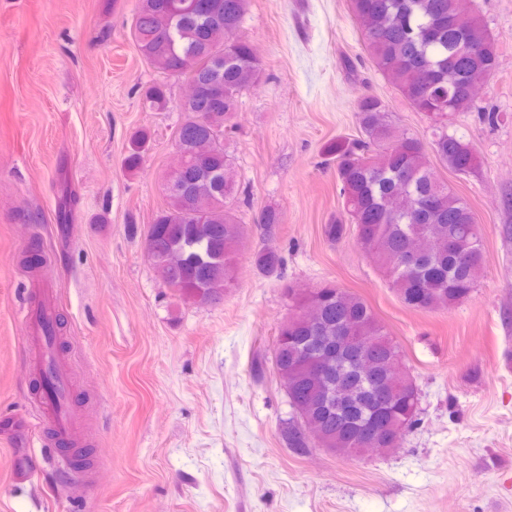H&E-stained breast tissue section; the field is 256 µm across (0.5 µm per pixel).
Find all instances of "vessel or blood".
Wrapping results in <instances>:
<instances>
[{
  "label": "vessel or blood",
  "mask_w": 512,
  "mask_h": 512,
  "mask_svg": "<svg viewBox=\"0 0 512 512\" xmlns=\"http://www.w3.org/2000/svg\"><path fill=\"white\" fill-rule=\"evenodd\" d=\"M55 316L54 308L45 305L34 316L33 322L42 350L39 375L41 399L51 414L55 439L61 443L67 440L71 427L68 411L70 379L59 358L54 338L47 334L48 324Z\"/></svg>",
  "instance_id": "1"
}]
</instances>
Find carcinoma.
Returning a JSON list of instances; mask_svg holds the SVG:
<instances>
[{
  "label": "carcinoma",
  "instance_id": "obj_1",
  "mask_svg": "<svg viewBox=\"0 0 512 512\" xmlns=\"http://www.w3.org/2000/svg\"><path fill=\"white\" fill-rule=\"evenodd\" d=\"M185 0H139L133 36L143 56L157 68L177 76L202 75L213 69V52L224 49V91L211 89L199 102L179 105L184 118L178 124L181 140L193 149L206 138L192 122L195 112H208L212 122L226 126L237 117L240 93L257 82L261 64L251 44L238 31L247 0H207L209 10L224 15V26L183 23ZM365 48L377 69L419 112H483L467 93V85L491 77L498 66L497 46L474 11L471 0H351ZM358 117L366 138L334 139L327 154L336 159V180L349 223L357 241L371 245L379 268L389 278L401 302L423 311L447 309L466 299L483 273L482 231L467 202L433 174L421 141L397 135L387 120L384 104L366 96L358 104ZM148 136L131 137L125 166L139 167ZM432 151L458 173L471 172L477 162L472 147L437 127ZM204 163L219 176V183L201 185L185 199L166 190L167 208L149 225L160 279L180 295L196 299L198 284L207 279L206 293L222 300L236 278L235 257L244 230L229 202L235 195V170L231 156L219 145L201 151ZM281 223L280 213L262 212L259 228L265 234ZM456 231V250L448 249V228ZM425 235L430 250L424 274L408 267L404 253L410 238ZM282 263L272 250L256 255L255 264L274 274ZM317 316L325 323L343 322L347 335L363 341L378 338L370 350L374 363L394 372L395 403L392 415L407 427L416 422L419 392L413 386L399 345L384 332L371 308L360 297L328 285L318 289ZM282 343L275 364L295 415L304 412L336 434V447L352 455L359 438L340 420L314 406L317 378L300 358V342L307 336L304 322L280 326ZM288 447L299 452L311 439L295 421L282 431Z\"/></svg>",
  "mask_w": 512,
  "mask_h": 512
}]
</instances>
